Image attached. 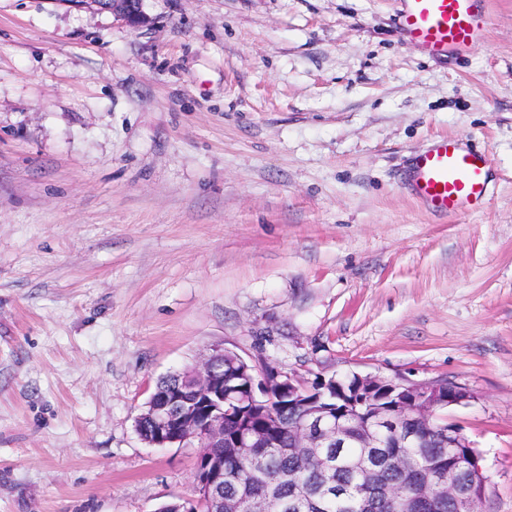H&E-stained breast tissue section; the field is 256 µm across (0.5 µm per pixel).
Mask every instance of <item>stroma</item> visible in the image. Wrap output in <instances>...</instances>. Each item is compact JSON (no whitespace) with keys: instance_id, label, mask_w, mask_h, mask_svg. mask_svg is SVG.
<instances>
[{"instance_id":"1","label":"stroma","mask_w":512,"mask_h":512,"mask_svg":"<svg viewBox=\"0 0 512 512\" xmlns=\"http://www.w3.org/2000/svg\"><path fill=\"white\" fill-rule=\"evenodd\" d=\"M0 0V512H159L197 449L135 420L214 345L305 380L446 378L512 512V0L467 53L397 0ZM490 161L434 215L413 155ZM77 5H95L99 10L110 11L132 27H141L150 23V17L143 9L144 0H67ZM486 155L449 137H440L420 151L409 173L412 194L435 213L471 210L488 192Z\"/></svg>"}]
</instances>
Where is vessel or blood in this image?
I'll list each match as a JSON object with an SVG mask.
<instances>
[{
	"label": "vessel or blood",
	"instance_id": "obj_1",
	"mask_svg": "<svg viewBox=\"0 0 512 512\" xmlns=\"http://www.w3.org/2000/svg\"><path fill=\"white\" fill-rule=\"evenodd\" d=\"M486 0H399L404 39L422 52H468L490 23ZM486 155L441 137L420 151L409 173L412 194L436 214L479 205L488 192Z\"/></svg>",
	"mask_w": 512,
	"mask_h": 512
}]
</instances>
